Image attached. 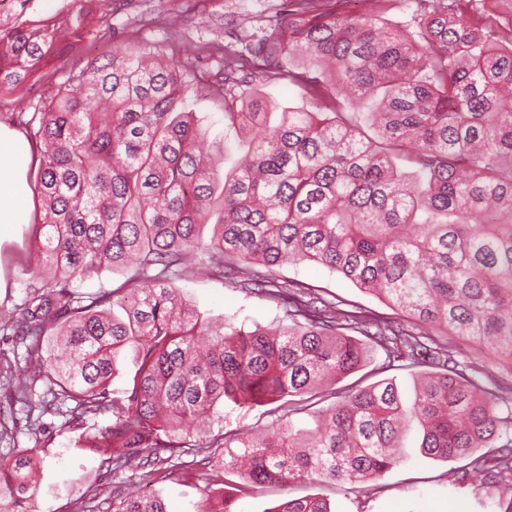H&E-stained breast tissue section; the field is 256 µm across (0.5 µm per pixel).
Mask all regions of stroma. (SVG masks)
<instances>
[{"label":"stroma","mask_w":512,"mask_h":512,"mask_svg":"<svg viewBox=\"0 0 512 512\" xmlns=\"http://www.w3.org/2000/svg\"><path fill=\"white\" fill-rule=\"evenodd\" d=\"M80 0H29L19 8L14 0H0V24L17 19L38 21L56 18L75 9ZM176 20L177 30L206 40L211 36L209 24L221 19V35L229 40L250 29L256 19L277 28L282 26L289 0H99L95 7L98 24L112 27V43L126 45L132 30H140L143 43L154 45L165 40V30L144 25L147 6ZM100 44L83 43L60 52L51 66L28 86L23 101L0 97V124L18 128L16 119L22 102L38 103L49 97L57 83L70 69L83 66L98 55ZM192 109L204 116L203 140L208 150L225 148L227 160L239 154L235 132L224 119L223 106L204 90L191 98ZM33 212H26L23 223L0 230V313L11 312L27 295L26 284L32 277L30 256L33 241L29 226ZM278 277L302 283L311 293L352 310L363 307L378 315L395 318V311L380 299L367 294L341 276L312 263L286 264L276 270ZM175 288L196 306L204 320L221 324L225 319L249 327H271L284 323V312L272 302L247 294L224 279L195 273L176 280ZM25 348L11 330H0V382L13 378L16 384L28 385L21 397L8 398L0 385V460H10L15 449L39 451L43 478L36 506L39 512H73L83 504L86 512H110L111 476L98 469L97 459L74 446L75 433L66 423L64 413L43 411L42 405L52 396L43 382L29 383L24 361ZM414 367L389 365L382 352L372 354L368 364L355 375L368 385L383 378L396 379L406 402H413ZM421 429L411 423L404 439V457L380 480L366 489L348 484L300 483L291 489L274 484L244 491L237 496L239 512H268L269 508L292 497L314 496L326 500L331 512H494L484 504L482 492L469 481L449 482V471L463 472L458 459L443 460L423 455L419 444ZM130 492H142L162 498L168 512H198L205 494L220 490L222 480L212 477L195 464L186 462L175 467L172 475L158 479L151 486H141L134 476H127Z\"/></svg>","instance_id":"1"}]
</instances>
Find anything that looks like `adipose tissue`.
<instances>
[{
	"mask_svg": "<svg viewBox=\"0 0 512 512\" xmlns=\"http://www.w3.org/2000/svg\"><path fill=\"white\" fill-rule=\"evenodd\" d=\"M30 164L26 141L0 126V228L23 221L28 194L25 173Z\"/></svg>",
	"mask_w": 512,
	"mask_h": 512,
	"instance_id": "ef3b65f1",
	"label": "adipose tissue"
}]
</instances>
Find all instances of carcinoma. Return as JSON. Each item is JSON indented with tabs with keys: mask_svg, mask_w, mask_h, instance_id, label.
Listing matches in <instances>:
<instances>
[{
	"mask_svg": "<svg viewBox=\"0 0 512 512\" xmlns=\"http://www.w3.org/2000/svg\"><path fill=\"white\" fill-rule=\"evenodd\" d=\"M97 0L59 20L0 29V96L16 95L60 52L91 37ZM291 0L284 33L261 27L238 45L172 41L159 60L114 46L68 71L50 99L18 113L40 153L31 230L34 277L5 318L25 344L30 379L69 408L80 447L100 468L149 482L184 454L239 479L234 489L377 480L402 458L406 422L421 453L467 460L464 477L512 512V411L502 393L459 368L456 341L485 346L512 378V0H362L338 16ZM258 79L301 81L330 112L272 113L243 87L240 49ZM216 72L197 70L200 56ZM206 82L247 151L226 172L202 146L187 97ZM201 269L283 309L274 328L201 320L172 281ZM316 263L398 311H349L280 279L283 264ZM124 272L115 288L73 286ZM353 330L364 339L346 334ZM378 348L404 350L420 372L406 406L392 380L338 391ZM132 353L126 386L113 388ZM315 427L285 421L272 436L202 440L220 408L271 406L283 418L327 398ZM112 414V422L92 420ZM37 449L0 469V512H34ZM112 512H167L159 497L112 484ZM199 512H237L234 495ZM269 512H330L317 498Z\"/></svg>",
	"mask_w": 512,
	"mask_h": 512,
	"instance_id": "1",
	"label": "carcinoma"
}]
</instances>
